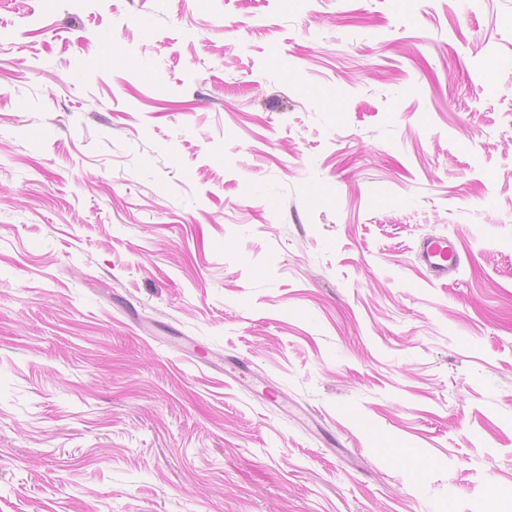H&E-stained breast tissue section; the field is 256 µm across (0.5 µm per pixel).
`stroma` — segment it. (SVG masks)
Segmentation results:
<instances>
[{"mask_svg": "<svg viewBox=\"0 0 512 512\" xmlns=\"http://www.w3.org/2000/svg\"><path fill=\"white\" fill-rule=\"evenodd\" d=\"M42 2L0 512H512V0ZM418 257L438 278L451 275L460 261L455 241L444 236L424 238L419 245Z\"/></svg>", "mask_w": 512, "mask_h": 512, "instance_id": "obj_1", "label": "stroma"}]
</instances>
